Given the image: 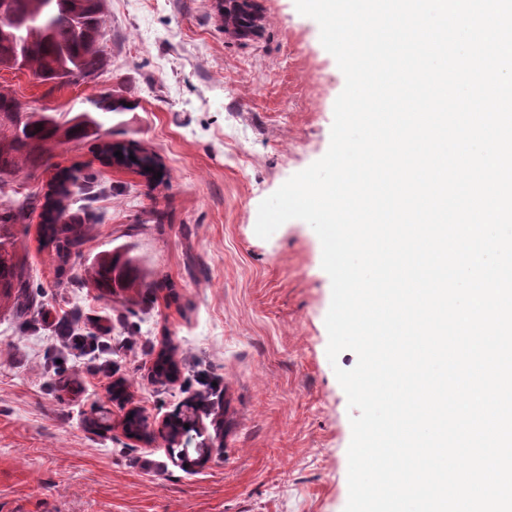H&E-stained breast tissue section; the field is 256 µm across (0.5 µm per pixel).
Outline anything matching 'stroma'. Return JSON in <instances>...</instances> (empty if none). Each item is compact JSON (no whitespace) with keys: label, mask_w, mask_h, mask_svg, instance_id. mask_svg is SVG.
Listing matches in <instances>:
<instances>
[{"label":"stroma","mask_w":512,"mask_h":512,"mask_svg":"<svg viewBox=\"0 0 512 512\" xmlns=\"http://www.w3.org/2000/svg\"><path fill=\"white\" fill-rule=\"evenodd\" d=\"M256 3L263 30L241 44L216 0H105L110 64L97 77L53 86L0 69V88L27 108L73 116L94 95L126 97L112 139L138 142L165 171L150 184L84 141L4 193L43 201L61 170L99 185L98 222L65 273L38 215L18 227L32 304L0 309V512H344L351 411L334 369L357 356L327 357L332 287L311 226L292 219L262 239L255 224L265 198L326 154L345 78L295 0ZM115 248L154 288L125 302L84 285L89 260ZM66 313L93 333L111 326V377L57 350ZM163 353L169 379L154 373ZM205 377L223 382L224 426L214 432L203 409L199 432L220 446L186 467L160 425ZM133 410L150 440L125 434Z\"/></svg>","instance_id":"stroma-1"}]
</instances>
